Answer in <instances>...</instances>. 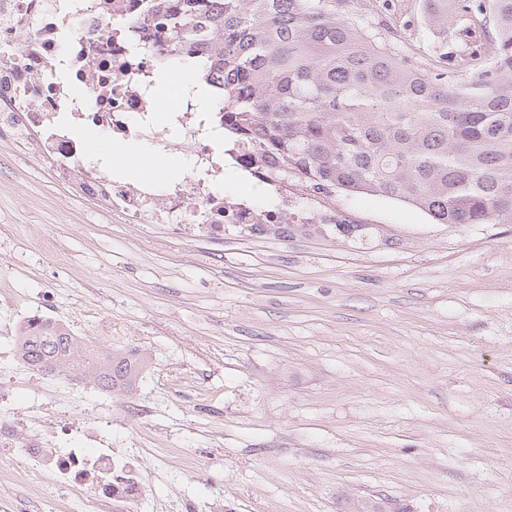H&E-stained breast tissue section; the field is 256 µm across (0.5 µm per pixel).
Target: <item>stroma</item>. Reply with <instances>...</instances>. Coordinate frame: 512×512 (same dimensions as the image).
Segmentation results:
<instances>
[{"label": "stroma", "instance_id": "1", "mask_svg": "<svg viewBox=\"0 0 512 512\" xmlns=\"http://www.w3.org/2000/svg\"><path fill=\"white\" fill-rule=\"evenodd\" d=\"M402 53L452 59L467 75L475 34L424 0H353ZM183 176L145 143L111 147ZM347 237H182L128 224L57 181L24 147L0 143V376L18 414L45 408L71 445L105 423L139 450L135 512H512V222L437 224L371 194L337 196ZM85 346L136 348L149 366L132 391L46 375L15 356L30 317ZM149 404L139 418L126 406ZM0 456V512H55Z\"/></svg>", "mask_w": 512, "mask_h": 512}]
</instances>
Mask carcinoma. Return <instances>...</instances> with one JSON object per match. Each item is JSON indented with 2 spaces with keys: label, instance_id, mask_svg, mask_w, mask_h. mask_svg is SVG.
I'll return each mask as SVG.
<instances>
[{
  "label": "carcinoma",
  "instance_id": "1",
  "mask_svg": "<svg viewBox=\"0 0 512 512\" xmlns=\"http://www.w3.org/2000/svg\"><path fill=\"white\" fill-rule=\"evenodd\" d=\"M147 37L195 66L197 85L221 86L224 132L252 149L266 181L336 212V193L413 206L438 224L512 220V0H426L449 21L485 27L465 78L429 70L378 40L349 0H161ZM280 236L310 225L246 224ZM67 327L33 318L16 341L38 372L90 374L103 391H129L147 365L137 349L74 359Z\"/></svg>",
  "mask_w": 512,
  "mask_h": 512
}]
</instances>
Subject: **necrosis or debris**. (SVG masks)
<instances>
[{
	"mask_svg": "<svg viewBox=\"0 0 512 512\" xmlns=\"http://www.w3.org/2000/svg\"><path fill=\"white\" fill-rule=\"evenodd\" d=\"M150 0H0V141L29 149L81 197L129 224H179L219 237L228 224H313L274 190L266 208L226 194L224 171L245 180L263 175L251 151L227 144L224 128L203 107L193 71L175 51L143 37ZM176 73L166 111L155 77ZM94 128L112 142L139 140L185 168L173 183L108 173L78 136ZM0 449L24 466L31 485L51 478L62 490L88 493L99 512H131L145 488L137 456L109 447H61L28 430L13 408L0 410Z\"/></svg>",
	"mask_w": 512,
	"mask_h": 512,
	"instance_id": "1",
	"label": "necrosis or debris"
}]
</instances>
